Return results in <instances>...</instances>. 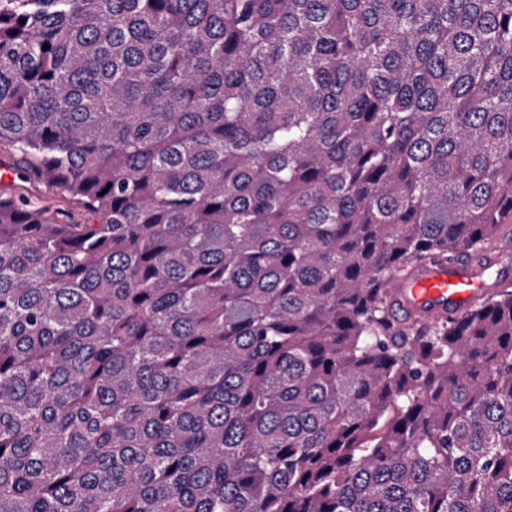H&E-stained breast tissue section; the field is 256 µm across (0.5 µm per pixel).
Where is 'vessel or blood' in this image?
<instances>
[{
    "mask_svg": "<svg viewBox=\"0 0 512 512\" xmlns=\"http://www.w3.org/2000/svg\"><path fill=\"white\" fill-rule=\"evenodd\" d=\"M487 287L477 262L455 263L450 267H428L404 285L396 300L401 309L456 312L468 306Z\"/></svg>",
    "mask_w": 512,
    "mask_h": 512,
    "instance_id": "b4317fda",
    "label": "vessel or blood"
}]
</instances>
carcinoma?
I'll use <instances>...</instances> for the list:
<instances>
[{"label": "carcinoma", "instance_id": "1", "mask_svg": "<svg viewBox=\"0 0 512 512\" xmlns=\"http://www.w3.org/2000/svg\"><path fill=\"white\" fill-rule=\"evenodd\" d=\"M0 512H512V0H0ZM2 163L10 168L12 171V178H10L11 172L6 170V172L1 176V179H10L6 181H1L0 179V192L7 191L13 193L15 187L27 186L26 190L23 191L24 196L27 199L34 201L38 206L44 207L51 211L59 212L60 220L62 222H67L72 220V218H81L82 210L77 205L63 201L59 196L55 195L52 191L46 189L43 186L30 187L23 183L19 172L12 165V160L5 152H0V167ZM488 288L483 271L476 261L457 262L451 267H427L418 272L410 284L397 293L398 307L403 310H427L448 314L468 306Z\"/></svg>", "mask_w": 512, "mask_h": 512}]
</instances>
